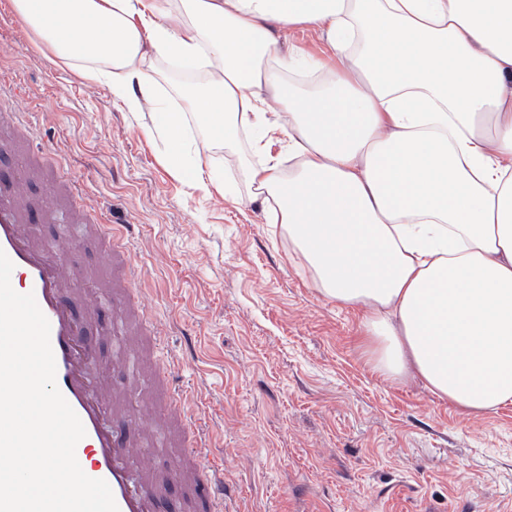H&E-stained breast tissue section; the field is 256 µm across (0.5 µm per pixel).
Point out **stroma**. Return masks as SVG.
<instances>
[{
  "label": "stroma",
  "instance_id": "35a3bbf8",
  "mask_svg": "<svg viewBox=\"0 0 512 512\" xmlns=\"http://www.w3.org/2000/svg\"><path fill=\"white\" fill-rule=\"evenodd\" d=\"M0 77L19 85L37 142L58 149L85 202L123 225L146 309L176 389L224 468L228 512H488L512 500V406L472 416L418 380L375 372L359 310L318 292L288 234L244 189L247 143L211 164L236 194L193 188L163 159L147 112L43 53L0 0ZM80 308L110 273L95 239L71 254ZM118 337L93 336L98 375L134 413L154 403L152 372L109 368Z\"/></svg>",
  "mask_w": 512,
  "mask_h": 512
}]
</instances>
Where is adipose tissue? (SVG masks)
<instances>
[{
    "label": "adipose tissue",
    "mask_w": 512,
    "mask_h": 512,
    "mask_svg": "<svg viewBox=\"0 0 512 512\" xmlns=\"http://www.w3.org/2000/svg\"><path fill=\"white\" fill-rule=\"evenodd\" d=\"M10 6L129 111L151 103L168 166L192 181L243 131L286 135L288 171L264 160L243 177L315 288L364 310L374 370L473 416L512 403V0ZM296 28L322 54L284 46ZM156 56L203 70L179 109L156 95Z\"/></svg>",
    "instance_id": "1"
}]
</instances>
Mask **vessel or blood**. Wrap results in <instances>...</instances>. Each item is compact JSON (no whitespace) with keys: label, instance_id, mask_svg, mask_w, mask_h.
Masks as SVG:
<instances>
[{"label":"vessel or blood","instance_id":"vessel-or-blood-1","mask_svg":"<svg viewBox=\"0 0 512 512\" xmlns=\"http://www.w3.org/2000/svg\"><path fill=\"white\" fill-rule=\"evenodd\" d=\"M1 129L10 133L5 141L9 148L27 145L29 162L22 178L0 177V251L14 264L13 289L34 294L50 323L56 384L86 431L75 449L82 470L107 482L119 512H157L165 489L155 483L138 436L165 420L185 442L173 464V482L196 491V512H224V471L208 462L205 449L209 437L188 411L169 410L176 395L169 373L155 376L158 405L154 412L131 416L119 410L94 375L96 355L85 336V323L64 300L69 279L65 255L74 238L42 243L32 237L27 226L36 221L54 224L63 220L91 225L106 244L119 314L142 344L152 349L159 344L160 334L154 321L144 315L141 275L123 231L84 208L82 181L58 175L48 152L34 143L36 127L29 113L0 106ZM29 180L45 182L49 191L45 203H38L29 194L25 186Z\"/></svg>","mask_w":512,"mask_h":512}]
</instances>
